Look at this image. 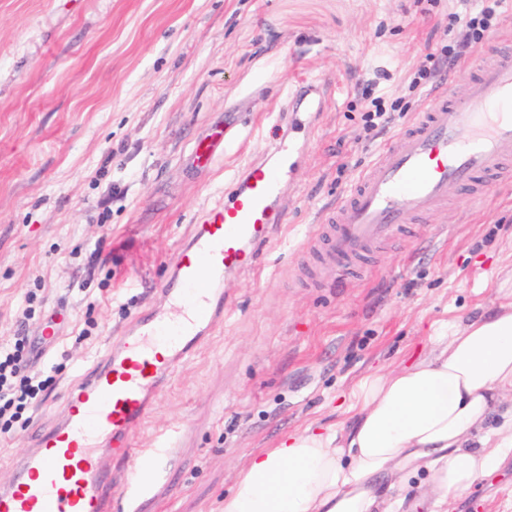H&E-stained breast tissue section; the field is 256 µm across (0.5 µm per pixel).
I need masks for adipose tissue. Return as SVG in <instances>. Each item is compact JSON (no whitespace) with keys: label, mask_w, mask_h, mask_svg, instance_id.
Returning a JSON list of instances; mask_svg holds the SVG:
<instances>
[{"label":"adipose tissue","mask_w":512,"mask_h":512,"mask_svg":"<svg viewBox=\"0 0 512 512\" xmlns=\"http://www.w3.org/2000/svg\"><path fill=\"white\" fill-rule=\"evenodd\" d=\"M430 351L354 386L349 423L288 433L254 454L220 512H448L512 460V414L487 422L512 394V301L431 339Z\"/></svg>","instance_id":"ef3b65f1"}]
</instances>
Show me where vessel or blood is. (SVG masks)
I'll return each instance as SVG.
<instances>
[{"label":"vessel or blood","mask_w":512,"mask_h":512,"mask_svg":"<svg viewBox=\"0 0 512 512\" xmlns=\"http://www.w3.org/2000/svg\"><path fill=\"white\" fill-rule=\"evenodd\" d=\"M326 102L309 81L283 106L287 125H273L269 159L249 163L224 203L193 224L161 291L165 308L138 314L86 367L64 395L61 416L40 429L32 448L0 483V512H121L129 490L148 491L158 478L156 448L133 441L160 388L222 325L229 304L224 277L248 270L271 242L285 213L281 188L299 149V133ZM224 129L195 142L193 165L208 166L224 150ZM512 179V37L493 39L470 70L465 96L449 83L428 97L336 205L311 225L309 281L324 273H362L379 248L417 230L448 204L479 201Z\"/></svg>","instance_id":"obj_1"}]
</instances>
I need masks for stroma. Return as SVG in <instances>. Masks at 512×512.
I'll return each mask as SVG.
<instances>
[{
    "mask_svg": "<svg viewBox=\"0 0 512 512\" xmlns=\"http://www.w3.org/2000/svg\"><path fill=\"white\" fill-rule=\"evenodd\" d=\"M458 0H0V344L25 296L62 314L45 357L55 384L0 436V482L59 414L65 389L109 336L159 304L195 217L269 150L265 127L299 79L328 102L283 186L287 222L258 262L225 279L233 310L178 367L134 440L174 448L134 512H218L248 458L286 433L346 418L356 382L415 361L429 339L512 289V181L448 206L377 251L360 276L301 282L307 227L408 123L363 133L357 87L405 97L431 34ZM238 140L215 164L189 161L226 121ZM105 240L106 263L86 252ZM457 512H512V468L478 483Z\"/></svg>",
    "mask_w": 512,
    "mask_h": 512,
    "instance_id": "1",
    "label": "stroma"
}]
</instances>
